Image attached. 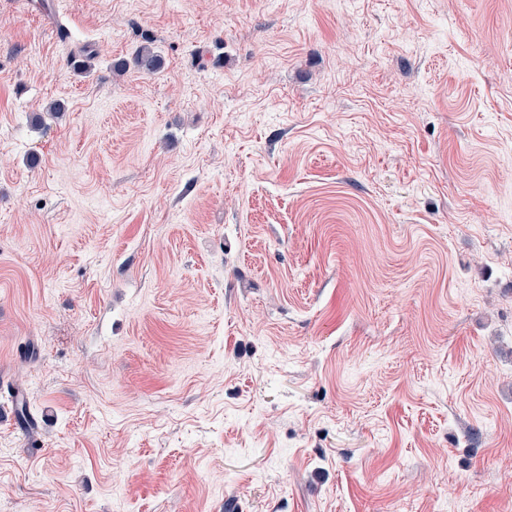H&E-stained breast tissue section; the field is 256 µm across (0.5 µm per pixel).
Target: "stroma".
Instances as JSON below:
<instances>
[{
    "label": "stroma",
    "instance_id": "1",
    "mask_svg": "<svg viewBox=\"0 0 512 512\" xmlns=\"http://www.w3.org/2000/svg\"><path fill=\"white\" fill-rule=\"evenodd\" d=\"M48 2L0 0V512H512V0ZM133 67L140 73L151 75L162 66L161 57L148 45H141L132 57Z\"/></svg>",
    "mask_w": 512,
    "mask_h": 512
}]
</instances>
